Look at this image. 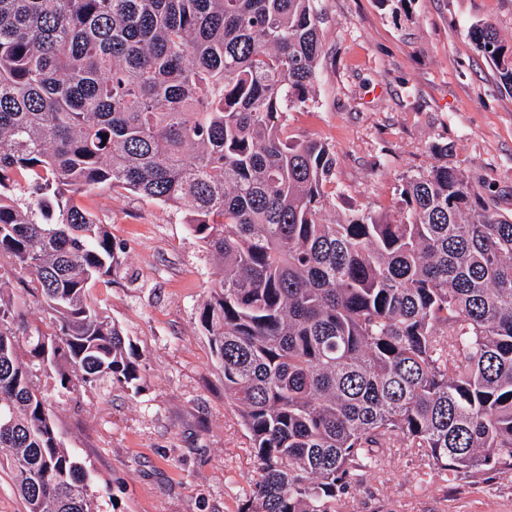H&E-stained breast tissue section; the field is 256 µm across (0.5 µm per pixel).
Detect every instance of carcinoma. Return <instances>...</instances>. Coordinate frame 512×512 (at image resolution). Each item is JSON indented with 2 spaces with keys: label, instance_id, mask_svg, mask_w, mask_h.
I'll use <instances>...</instances> for the list:
<instances>
[{
  "label": "carcinoma",
  "instance_id": "cac0c4a2",
  "mask_svg": "<svg viewBox=\"0 0 512 512\" xmlns=\"http://www.w3.org/2000/svg\"><path fill=\"white\" fill-rule=\"evenodd\" d=\"M321 0H0V464L27 512H95L33 373L137 389L93 296L123 250L76 201L187 209L218 262L199 322L249 434L242 512H336L395 443L441 471L512 469V218L442 163L391 223L336 201V156L288 136L324 52ZM477 49L512 88V47Z\"/></svg>",
  "mask_w": 512,
  "mask_h": 512
}]
</instances>
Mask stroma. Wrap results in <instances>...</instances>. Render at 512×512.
Wrapping results in <instances>:
<instances>
[{"label": "stroma", "instance_id": "stroma-1", "mask_svg": "<svg viewBox=\"0 0 512 512\" xmlns=\"http://www.w3.org/2000/svg\"><path fill=\"white\" fill-rule=\"evenodd\" d=\"M325 49L309 108L288 133L336 154L329 219H393L400 190L448 150L449 165L512 215V88L468 38L493 24L512 46V0H322ZM78 204L125 249L95 294L141 355L140 390L103 382L59 396L36 384L85 466L97 512H240L254 459L198 322L216 263L184 212L102 189ZM338 512H512V470L440 474L417 449H388Z\"/></svg>", "mask_w": 512, "mask_h": 512}]
</instances>
